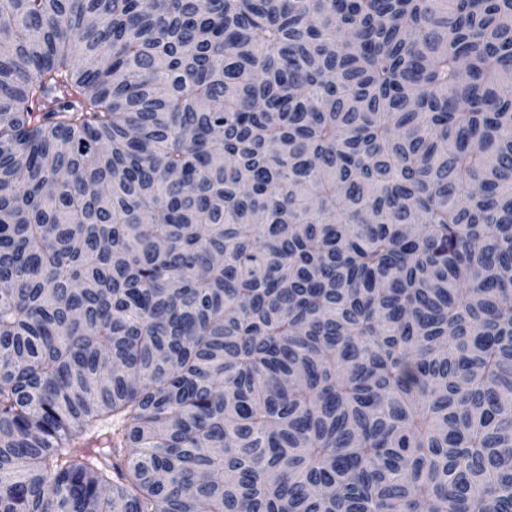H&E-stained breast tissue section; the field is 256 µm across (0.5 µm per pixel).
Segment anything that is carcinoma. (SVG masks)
I'll use <instances>...</instances> for the list:
<instances>
[{"label":"carcinoma","instance_id":"cac0c4a2","mask_svg":"<svg viewBox=\"0 0 512 512\" xmlns=\"http://www.w3.org/2000/svg\"><path fill=\"white\" fill-rule=\"evenodd\" d=\"M0 281V512H512V0H0Z\"/></svg>","mask_w":512,"mask_h":512}]
</instances>
